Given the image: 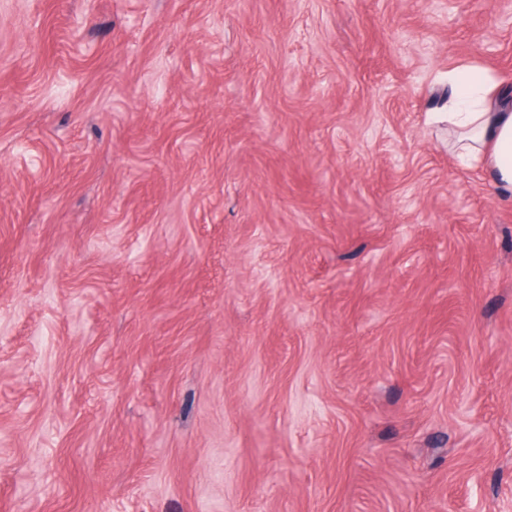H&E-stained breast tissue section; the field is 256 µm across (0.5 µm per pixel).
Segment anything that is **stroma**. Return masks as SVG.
Masks as SVG:
<instances>
[{"label": "stroma", "instance_id": "1", "mask_svg": "<svg viewBox=\"0 0 512 512\" xmlns=\"http://www.w3.org/2000/svg\"><path fill=\"white\" fill-rule=\"evenodd\" d=\"M461 65L512 0H0V512H512Z\"/></svg>", "mask_w": 512, "mask_h": 512}]
</instances>
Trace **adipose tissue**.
I'll return each instance as SVG.
<instances>
[{
    "label": "adipose tissue",
    "instance_id": "ef3b65f1",
    "mask_svg": "<svg viewBox=\"0 0 512 512\" xmlns=\"http://www.w3.org/2000/svg\"><path fill=\"white\" fill-rule=\"evenodd\" d=\"M448 144L457 160L479 163L503 194L512 195V106L490 73L474 66L448 75Z\"/></svg>",
    "mask_w": 512,
    "mask_h": 512
}]
</instances>
